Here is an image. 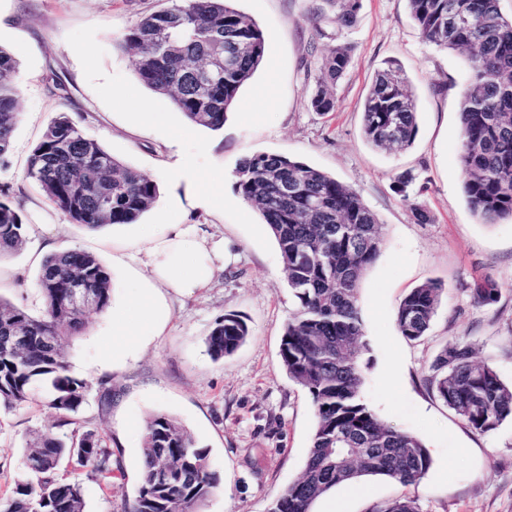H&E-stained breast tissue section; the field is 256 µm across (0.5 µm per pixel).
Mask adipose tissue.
<instances>
[{"label": "adipose tissue", "mask_w": 512, "mask_h": 512, "mask_svg": "<svg viewBox=\"0 0 512 512\" xmlns=\"http://www.w3.org/2000/svg\"><path fill=\"white\" fill-rule=\"evenodd\" d=\"M220 243L201 236L197 225H174L171 234L156 236L143 228L139 244L129 249L134 262L130 302L114 308L112 324L121 332L151 341L167 327L168 294L190 295L210 285Z\"/></svg>", "instance_id": "ef3b65f1"}]
</instances>
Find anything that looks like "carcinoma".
Wrapping results in <instances>:
<instances>
[{
	"label": "carcinoma",
	"instance_id": "carcinoma-1",
	"mask_svg": "<svg viewBox=\"0 0 512 512\" xmlns=\"http://www.w3.org/2000/svg\"><path fill=\"white\" fill-rule=\"evenodd\" d=\"M161 11L130 25L117 47L132 54L140 82L168 96L194 126L224 127L239 91L261 65L265 39L234 0H168ZM421 38L440 49L463 53L469 65L460 90V166L463 192L484 223L512 220V16L499 0H408ZM359 0H341L333 22L352 27ZM352 50L329 49L310 105L321 114L336 110V83L349 70ZM20 83L13 55L0 47V160L10 152L20 118ZM363 136L373 147L405 150L417 135V98L395 61L385 62L363 104ZM26 177L74 224L91 229L135 224L158 201L157 182L123 165L86 136L65 113L47 127L31 151ZM241 198L261 215L278 244L288 288L297 301L284 324L281 361L290 380L307 390L315 425L301 477L274 500L270 512H313L332 489L367 476L415 485L431 458L414 433L383 422L363 396L361 356L368 351L358 304L360 283L376 261L383 225L357 191L335 177L284 155L255 153L235 171ZM415 176L394 177L395 192L418 224L434 221L415 198ZM23 204L0 190V258L25 242ZM80 281L105 311L111 278L92 254L70 250L42 262L38 288L43 314L0 298V410L31 402L42 392L60 417L86 400L88 383L71 376L61 345L86 326L87 315L72 309L68 291ZM474 303L490 305L501 294L490 277L470 285ZM444 287L430 279L399 303L402 336L426 335ZM250 337L247 323L228 313L206 340L212 359L232 355ZM429 388L471 429L487 433L512 419V385L476 359L471 344L454 339L428 365ZM112 479V451L86 432L68 442L52 432L26 448L24 474L0 495V512H84L81 484L58 475L62 459ZM207 449L176 418L154 413L144 422L139 481L121 512H201L220 489ZM377 512H418L411 498L384 504Z\"/></svg>",
	"mask_w": 512,
	"mask_h": 512
}]
</instances>
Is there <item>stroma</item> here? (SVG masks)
I'll list each match as a JSON object with an SVG mask.
<instances>
[{
	"mask_svg": "<svg viewBox=\"0 0 512 512\" xmlns=\"http://www.w3.org/2000/svg\"><path fill=\"white\" fill-rule=\"evenodd\" d=\"M167 0H0V46L18 62L21 120L13 148L0 164V186L22 199L26 244L0 262V296L32 316L43 310L37 276L49 243L94 254L111 275V299L129 294L128 274L113 263L139 236L141 224L166 233L171 224H197L223 242L224 257L208 288L168 297L170 320L163 336L138 344L112 326L111 311L91 314L84 333L67 341L64 358L73 377L86 380L85 403L67 426L43 401L0 412V494L23 474L24 450L38 433L64 439L92 431L118 459L121 472L102 486L64 462L60 475L84 487V512H120L139 480L142 421L151 413L177 418L207 448L222 487L204 512H269L272 502L301 475L314 429L308 393L290 381L280 360L283 327L295 308L279 247L258 212L234 190V172L246 155L267 152L299 159L355 189L383 226L380 255L367 270L359 306L369 350L362 357L363 395L385 422L419 436L431 467L416 485L366 477L320 498L314 512H376L406 496L419 512H512V420L497 430L470 429L429 389L427 366L449 340L470 342L501 379L512 384V221L484 224L462 191L459 162L460 88L467 72L459 52L425 43L411 19L408 0H360L355 25L330 23L326 0H236L265 38V56L241 88L239 110L222 130L190 125L165 96L142 85L130 55L117 49L124 30ZM326 12L313 25L311 11ZM339 43L352 49V65L338 81V109L313 112L310 97L319 66ZM401 64L418 97V133L408 149L385 152L362 134V108L375 72L385 61ZM271 90L257 100L261 87ZM150 100L158 121L136 120L140 100ZM253 108L244 118L241 107ZM121 163L151 176L157 204L140 224L90 229L74 224L39 187L25 178L27 158L59 113ZM195 173L198 189L224 169V206L218 210L168 207L183 193L171 177L173 162ZM408 170L434 216L418 224L392 189ZM489 276L498 302L475 304L467 290ZM445 286L427 334L411 342L396 325L400 300L426 280ZM246 321L251 336L233 355L215 361L206 337L224 314ZM128 354L112 359V345ZM112 403L98 401L101 381Z\"/></svg>",
	"mask_w": 512,
	"mask_h": 512,
	"instance_id": "obj_1",
	"label": "stroma"
}]
</instances>
